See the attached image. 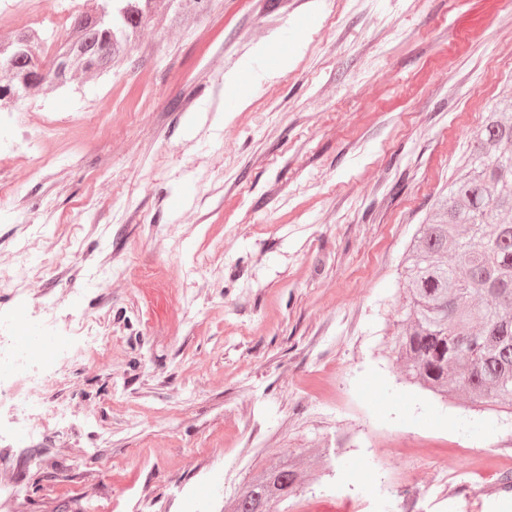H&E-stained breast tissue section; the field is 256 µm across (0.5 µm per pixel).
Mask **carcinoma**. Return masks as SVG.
<instances>
[{
    "label": "carcinoma",
    "instance_id": "obj_1",
    "mask_svg": "<svg viewBox=\"0 0 512 512\" xmlns=\"http://www.w3.org/2000/svg\"><path fill=\"white\" fill-rule=\"evenodd\" d=\"M158 0H112V23L97 7L73 18L43 83L65 88L81 71L112 70L158 16ZM207 0H176L170 24L202 11ZM36 30L0 45V90L35 78ZM406 304L391 352L408 379L441 397L512 411V97L487 112L461 165L404 258ZM303 461L285 456L252 477L231 512H277L302 484Z\"/></svg>",
    "mask_w": 512,
    "mask_h": 512
}]
</instances>
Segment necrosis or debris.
Returning a JSON list of instances; mask_svg holds the SVG:
<instances>
[{
  "label": "necrosis or debris",
  "instance_id": "necrosis-or-debris-1",
  "mask_svg": "<svg viewBox=\"0 0 512 512\" xmlns=\"http://www.w3.org/2000/svg\"><path fill=\"white\" fill-rule=\"evenodd\" d=\"M38 328L55 334L49 353L38 350L40 339L34 334ZM100 339V332L86 316L72 318L62 326L50 314L37 321L0 315V407L15 410L20 424H27L60 367L93 359Z\"/></svg>",
  "mask_w": 512,
  "mask_h": 512
}]
</instances>
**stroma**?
Returning a JSON list of instances; mask_svg holds the SVG:
<instances>
[{
  "mask_svg": "<svg viewBox=\"0 0 512 512\" xmlns=\"http://www.w3.org/2000/svg\"><path fill=\"white\" fill-rule=\"evenodd\" d=\"M510 95L503 0H210L0 105V272L28 268L0 311L105 336L45 391L63 420L0 433V512H224L287 453L330 467L278 512H512V414L387 348L405 249Z\"/></svg>",
  "mask_w": 512,
  "mask_h": 512,
  "instance_id": "obj_1",
  "label": "stroma"
}]
</instances>
